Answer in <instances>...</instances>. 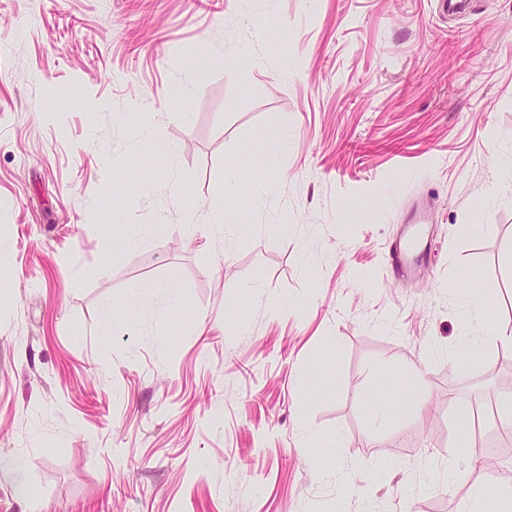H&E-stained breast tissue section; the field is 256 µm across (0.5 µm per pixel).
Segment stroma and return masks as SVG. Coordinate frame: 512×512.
<instances>
[{"label": "stroma", "mask_w": 512, "mask_h": 512, "mask_svg": "<svg viewBox=\"0 0 512 512\" xmlns=\"http://www.w3.org/2000/svg\"><path fill=\"white\" fill-rule=\"evenodd\" d=\"M511 159L512 0H0V512H463L512 484L452 450L512 396V347L459 317L512 331ZM413 212L430 255L393 281ZM455 434L457 437L454 449L460 448H478L483 447L482 434L479 435L475 432L471 422L467 418H463L458 421L456 425Z\"/></svg>", "instance_id": "obj_1"}]
</instances>
